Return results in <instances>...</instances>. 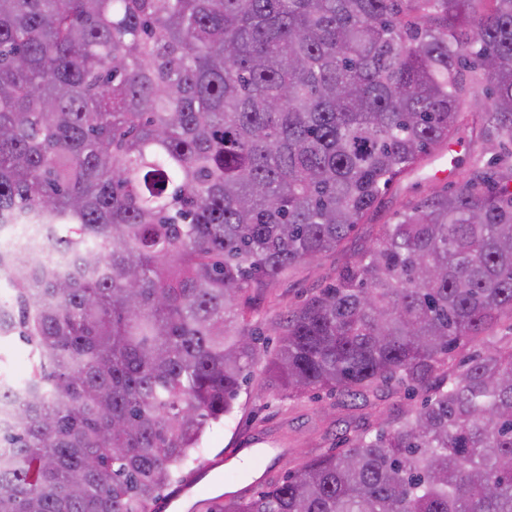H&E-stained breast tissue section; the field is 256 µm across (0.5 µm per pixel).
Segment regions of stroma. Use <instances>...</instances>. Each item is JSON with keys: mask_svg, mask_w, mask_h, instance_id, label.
<instances>
[{"mask_svg": "<svg viewBox=\"0 0 512 512\" xmlns=\"http://www.w3.org/2000/svg\"><path fill=\"white\" fill-rule=\"evenodd\" d=\"M482 135L478 125L461 128L451 139L448 150L432 154L418 170L404 175L388 193L384 206L369 223L359 225L344 245L318 261L297 266L276 284L275 294L281 306H292L317 288L328 284L336 271L354 253L375 243L381 224L409 202L442 188L445 184L463 181L471 170L484 166ZM458 166H451V159ZM236 415L213 426L198 454L199 467L220 460L227 449L236 447L240 438L255 435L262 439L264 456L254 459L248 479L241 489L251 491L254 480L263 472L285 470L293 466L301 454L315 455L341 446L345 437L362 426L375 423L380 413L417 407L418 399L401 395H381L371 403H351L343 397H322L280 400L257 396L255 390L242 392Z\"/></svg>", "mask_w": 512, "mask_h": 512, "instance_id": "obj_1", "label": "stroma"}]
</instances>
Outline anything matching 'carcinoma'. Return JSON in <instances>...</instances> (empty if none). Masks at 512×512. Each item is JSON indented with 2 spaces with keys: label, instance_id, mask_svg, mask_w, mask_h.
<instances>
[{
  "label": "carcinoma",
  "instance_id": "obj_1",
  "mask_svg": "<svg viewBox=\"0 0 512 512\" xmlns=\"http://www.w3.org/2000/svg\"><path fill=\"white\" fill-rule=\"evenodd\" d=\"M476 121L490 170L261 321ZM511 157L512 0H0V231L45 225L0 248V512H153L256 369L423 401L207 512H512ZM0 373L22 379L28 373L27 351L17 338L0 340Z\"/></svg>",
  "mask_w": 512,
  "mask_h": 512
}]
</instances>
